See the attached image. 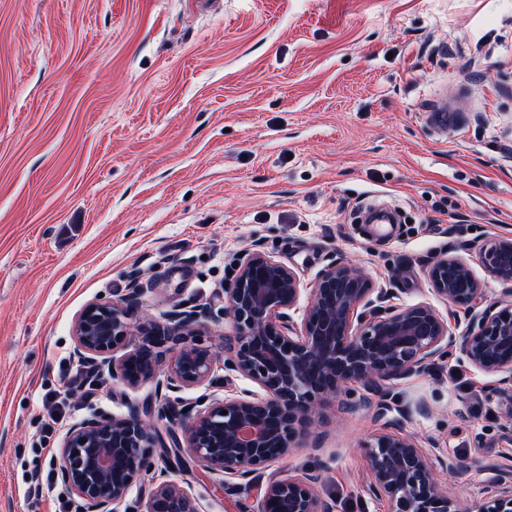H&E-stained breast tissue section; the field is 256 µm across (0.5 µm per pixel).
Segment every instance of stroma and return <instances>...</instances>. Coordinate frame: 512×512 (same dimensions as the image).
I'll return each mask as SVG.
<instances>
[{
    "mask_svg": "<svg viewBox=\"0 0 512 512\" xmlns=\"http://www.w3.org/2000/svg\"><path fill=\"white\" fill-rule=\"evenodd\" d=\"M374 207L398 223H362ZM505 238L512 0H0V512H81L64 485L28 492L63 446L42 433L49 391L67 390L71 423L155 399V379L72 383L77 317L134 277L156 279L140 299L156 319L205 308L219 355L234 261L257 247L304 289L357 267L382 306L430 304L459 333L467 312L426 268L460 257L501 300L483 251ZM491 381L453 357L391 387L404 431L462 460L440 480L465 506L512 467ZM382 426L331 405L256 485L316 467L335 512H389L366 493ZM164 478L200 512H239L196 464Z\"/></svg>",
    "mask_w": 512,
    "mask_h": 512,
    "instance_id": "stroma-1",
    "label": "stroma"
}]
</instances>
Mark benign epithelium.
Wrapping results in <instances>:
<instances>
[{
	"mask_svg": "<svg viewBox=\"0 0 512 512\" xmlns=\"http://www.w3.org/2000/svg\"><path fill=\"white\" fill-rule=\"evenodd\" d=\"M484 265L496 279L512 282V239L485 248ZM426 274L438 297L470 310L461 334L426 303L378 307L369 278L334 261L318 273L296 321L290 314L301 297L295 273L260 250L237 258L234 279L224 289L232 334L224 337L222 359L197 340L196 308L175 309L163 322L138 314L144 288L136 281L125 298L88 304L75 323L73 352L86 377L96 379L107 369L135 387L153 378L166 359V393L143 411L72 424L58 463L61 482L92 512H117L123 503L125 512H199L187 491L167 481L145 503L129 501L134 485L156 468L153 449L166 447L159 424L176 421L190 458L216 476L214 491L225 498L249 496L260 470L312 434L321 407L363 382L378 388V400L362 397L355 405L386 419L366 445L367 494L386 498L390 512H461L439 483L431 458L450 471L460 461L422 447L402 433L399 420L387 418L388 386L457 351L460 361L497 377L494 394L511 393L512 302L474 310L482 285L455 256L436 259ZM118 350L125 354L110 359ZM219 367L248 378L258 390L197 401L183 411L176 393L201 384ZM318 479L315 472L273 479L257 504L247 501L243 510L333 512L316 490ZM471 512H512L511 469L498 475L493 494L476 501Z\"/></svg>",
	"mask_w": 512,
	"mask_h": 512,
	"instance_id": "obj_1",
	"label": "benign epithelium"
}]
</instances>
